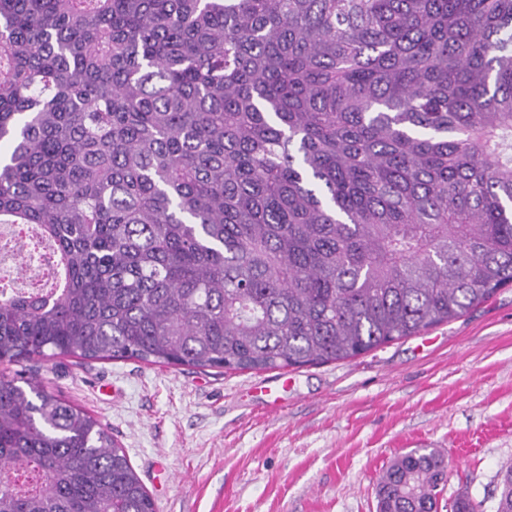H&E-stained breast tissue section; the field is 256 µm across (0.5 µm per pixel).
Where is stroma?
Returning a JSON list of instances; mask_svg holds the SVG:
<instances>
[{
  "mask_svg": "<svg viewBox=\"0 0 512 512\" xmlns=\"http://www.w3.org/2000/svg\"><path fill=\"white\" fill-rule=\"evenodd\" d=\"M109 428L157 512H376L398 455L448 460L446 494L495 512L512 463V286L462 317L348 361L228 371L136 360L35 363ZM287 380L268 413L250 385Z\"/></svg>",
  "mask_w": 512,
  "mask_h": 512,
  "instance_id": "obj_1",
  "label": "stroma"
}]
</instances>
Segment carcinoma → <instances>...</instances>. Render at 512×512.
Wrapping results in <instances>:
<instances>
[{
	"mask_svg": "<svg viewBox=\"0 0 512 512\" xmlns=\"http://www.w3.org/2000/svg\"><path fill=\"white\" fill-rule=\"evenodd\" d=\"M0 224L49 249L0 290L5 367L268 371L447 323L512 285V0H0ZM446 468L398 456L377 512H437ZM0 512L156 508L1 372Z\"/></svg>",
	"mask_w": 512,
	"mask_h": 512,
	"instance_id": "cac0c4a2",
	"label": "carcinoma"
}]
</instances>
